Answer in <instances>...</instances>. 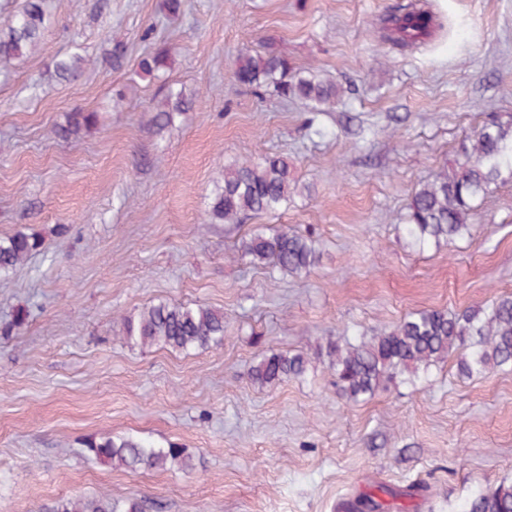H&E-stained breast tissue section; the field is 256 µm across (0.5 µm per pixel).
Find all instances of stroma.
I'll list each match as a JSON object with an SVG mask.
<instances>
[{
  "label": "stroma",
  "instance_id": "1",
  "mask_svg": "<svg viewBox=\"0 0 512 512\" xmlns=\"http://www.w3.org/2000/svg\"><path fill=\"white\" fill-rule=\"evenodd\" d=\"M397 2L184 0L172 16L164 0H47L37 48L0 71V238L41 243L0 276V512L101 494L147 512H335L381 484L398 491L379 495L382 512H460L512 481V371L467 379L453 355L355 404L324 362L264 388L247 375L270 349L512 293V184L476 202L453 246L416 250L403 223L485 113L512 114V0H419L446 27L404 52L380 31ZM267 41L338 83L336 106L238 85V57ZM158 49L169 68L143 74ZM74 53L79 77H55ZM171 89L191 108L160 128ZM76 108L99 112V127L57 138ZM267 155L287 159L298 193L274 216L206 223L225 166ZM261 223L312 235L319 264L291 276L242 259ZM158 300L223 311V344L127 345L121 316ZM111 436L175 444L195 466L88 460L86 441Z\"/></svg>",
  "mask_w": 512,
  "mask_h": 512
}]
</instances>
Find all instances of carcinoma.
<instances>
[{
  "label": "carcinoma",
  "mask_w": 512,
  "mask_h": 512,
  "mask_svg": "<svg viewBox=\"0 0 512 512\" xmlns=\"http://www.w3.org/2000/svg\"><path fill=\"white\" fill-rule=\"evenodd\" d=\"M47 23L45 0H25L16 15L0 25V65L18 59L40 41ZM383 40L393 48L415 47L432 39L443 28L436 16L413 3L397 4L380 19ZM163 50L143 57L140 70L155 75L168 67ZM83 58L75 55L55 62L61 79L78 74ZM235 81L262 96L271 92L281 99H301L314 112L336 104L341 87L308 69H297L275 43L264 54L242 55L234 70ZM189 108L183 93L166 96L154 116L166 127L174 113ZM99 113L75 109L55 134L69 140L97 127ZM512 183V114L486 116L473 134L459 143L457 159L441 170L411 198L404 231L410 244L420 250L471 235L474 203L499 184ZM297 190L288 164L267 156L255 163L224 167L207 214L210 223L234 224L251 214L274 213ZM39 248L37 239L16 233L0 239V275L22 265ZM241 256L255 265L271 264L292 275L308 273L318 262L315 241L288 227L258 228L242 242ZM119 333L129 346H161L190 353L224 342V312L202 304H178L167 300L150 303L122 316ZM463 351L458 370L465 377L495 370H512V294L489 304L459 312L423 310L412 313L392 329L358 341L341 344L327 340L313 354L270 350L253 364L248 376L259 387L288 379H303L313 363L327 360L336 376L339 397L357 403L392 382L397 375L415 381L448 355ZM88 455L101 463L128 470L182 471L194 467L193 455L170 444L158 446L131 437H105L86 442ZM49 512H145V501L136 497L114 499L107 495L71 496L59 499ZM460 512H512V483L501 482L469 498Z\"/></svg>",
  "instance_id": "cac0c4a2"
}]
</instances>
